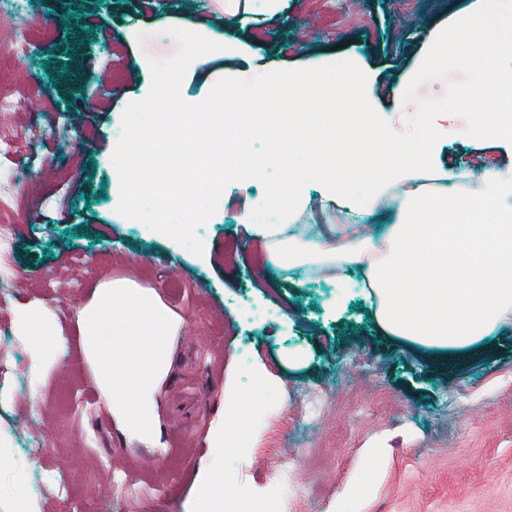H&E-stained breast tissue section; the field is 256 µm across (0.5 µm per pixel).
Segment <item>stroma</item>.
Segmentation results:
<instances>
[{"label": "stroma", "mask_w": 512, "mask_h": 512, "mask_svg": "<svg viewBox=\"0 0 512 512\" xmlns=\"http://www.w3.org/2000/svg\"><path fill=\"white\" fill-rule=\"evenodd\" d=\"M29 27L22 50L0 65V95L23 111L0 117V512L24 493L34 512H189L199 476L227 483L224 512H340L339 494L363 476L373 488L356 512H512V328L452 372L436 353L386 336L369 298L336 297L342 283L307 267L263 266L259 243L233 261L246 234L237 217L264 198L254 178L229 183L214 215L196 230L195 255L116 211L112 151L128 103L151 88V59L178 45L184 20L238 44L235 57L191 63L181 85L202 101L221 78L249 79L315 58L357 62L369 101L400 118L394 91L417 66L432 34L469 15L476 0H281L266 15L225 23L219 0H0ZM111 94L97 98L99 85ZM95 115L81 116L84 105ZM435 151L426 183L459 168L512 179V146L478 141L464 119ZM63 190H56L59 179ZM370 180L333 198L304 186L293 224H389L398 203L372 215L354 206ZM135 278L182 320L171 338L170 370L157 402L160 447L123 434L80 353L79 308L107 278ZM178 287H171V280ZM37 309L65 345L40 358L19 329ZM263 359L270 383L251 372ZM41 362L46 384L32 370ZM264 424L259 440L229 453L210 442L225 380ZM66 480L75 496L58 487Z\"/></svg>", "instance_id": "stroma-1"}]
</instances>
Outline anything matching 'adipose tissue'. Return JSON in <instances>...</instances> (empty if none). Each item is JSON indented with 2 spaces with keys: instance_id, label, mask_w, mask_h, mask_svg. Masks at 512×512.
I'll list each match as a JSON object with an SVG mask.
<instances>
[{
  "instance_id": "obj_1",
  "label": "adipose tissue",
  "mask_w": 512,
  "mask_h": 512,
  "mask_svg": "<svg viewBox=\"0 0 512 512\" xmlns=\"http://www.w3.org/2000/svg\"><path fill=\"white\" fill-rule=\"evenodd\" d=\"M451 133L448 123L429 121L405 140L397 128L369 116L347 142L358 165L331 162L329 190L336 196H345L358 177L398 192L402 206L393 224H320L292 233L284 224L254 223L249 206L237 220L250 239L263 243L271 265L301 262L339 278L358 268L359 287L374 296V317L385 335L435 351L475 350L512 327V183L489 171L460 170L433 188L419 184L434 148ZM20 322L40 354L62 355L64 342L52 322L34 310L23 311ZM78 323L93 381L120 429L159 447L156 398L180 319L157 295L123 278L100 283ZM243 427L255 438L263 432L225 386L224 421L210 436L231 452L240 446Z\"/></svg>"
}]
</instances>
